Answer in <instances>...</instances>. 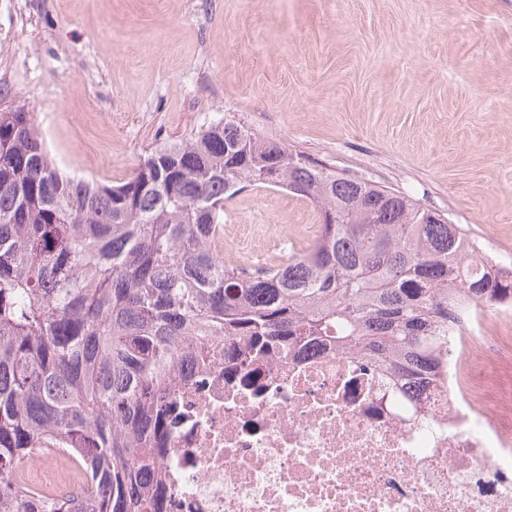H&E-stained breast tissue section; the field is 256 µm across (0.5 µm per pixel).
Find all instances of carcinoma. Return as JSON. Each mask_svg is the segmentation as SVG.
Segmentation results:
<instances>
[{
  "label": "carcinoma",
  "instance_id": "cac0c4a2",
  "mask_svg": "<svg viewBox=\"0 0 512 512\" xmlns=\"http://www.w3.org/2000/svg\"><path fill=\"white\" fill-rule=\"evenodd\" d=\"M248 186L315 205L320 232L259 271L213 248ZM464 230L410 197L338 173L226 115L152 149L117 186L49 158L33 113L0 109V512H166L156 465L177 408L171 371H247L301 345L440 379L456 299L512 302ZM54 449L86 483L33 496L20 462Z\"/></svg>",
  "mask_w": 512,
  "mask_h": 512
}]
</instances>
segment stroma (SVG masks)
<instances>
[{"instance_id": "stroma-1", "label": "stroma", "mask_w": 512, "mask_h": 512, "mask_svg": "<svg viewBox=\"0 0 512 512\" xmlns=\"http://www.w3.org/2000/svg\"><path fill=\"white\" fill-rule=\"evenodd\" d=\"M0 100L64 172L107 185L228 113L512 253V0H0ZM224 210L232 249L274 258L318 233L281 188ZM473 379L512 431V361Z\"/></svg>"}]
</instances>
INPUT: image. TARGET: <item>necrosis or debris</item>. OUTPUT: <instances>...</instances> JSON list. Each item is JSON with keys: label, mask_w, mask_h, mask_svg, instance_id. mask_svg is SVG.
<instances>
[{"label": "necrosis or debris", "mask_w": 512, "mask_h": 512, "mask_svg": "<svg viewBox=\"0 0 512 512\" xmlns=\"http://www.w3.org/2000/svg\"><path fill=\"white\" fill-rule=\"evenodd\" d=\"M442 379L413 397L367 359L309 346L224 374V339L207 368L177 361L182 412L157 465L170 512H512V432L469 368L512 356L494 334L512 304L460 301ZM32 494L83 480L68 458L32 456Z\"/></svg>", "instance_id": "obj_1"}]
</instances>
